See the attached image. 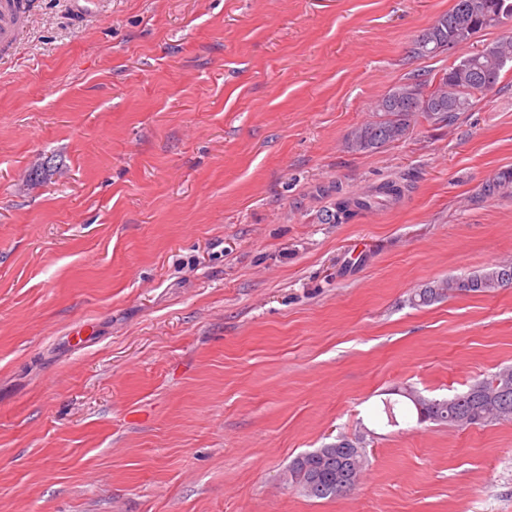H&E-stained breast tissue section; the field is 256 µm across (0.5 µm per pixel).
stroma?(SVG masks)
Here are the masks:
<instances>
[{"mask_svg": "<svg viewBox=\"0 0 512 512\" xmlns=\"http://www.w3.org/2000/svg\"><path fill=\"white\" fill-rule=\"evenodd\" d=\"M33 3L0 53V512H512V421L376 418L512 365V288L409 302L512 264V66L347 145L512 20L421 57L455 0ZM359 433L355 490L286 484ZM503 59L508 61L499 63ZM507 62L512 63V38L487 45L483 55L477 50L459 62L454 61L440 78L441 82L454 87L449 109L448 95L437 97L427 93V80L392 88L377 105V112H383L385 118L359 128L350 140V148L369 152L400 140L409 129L408 117L413 113H419L435 124L451 123L458 112L469 111L477 100L493 89ZM458 65L465 68L457 69ZM413 91L417 93L411 95ZM429 110L436 117L430 118Z\"/></svg>", "mask_w": 512, "mask_h": 512, "instance_id": "obj_1", "label": "stroma"}]
</instances>
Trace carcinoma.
<instances>
[{"instance_id": "obj_1", "label": "carcinoma", "mask_w": 512, "mask_h": 512, "mask_svg": "<svg viewBox=\"0 0 512 512\" xmlns=\"http://www.w3.org/2000/svg\"><path fill=\"white\" fill-rule=\"evenodd\" d=\"M512 8V0H456L454 7L420 35L414 43V52L420 56H434L467 40L465 35H454L460 24H469L480 33L498 26L494 15ZM512 63V38L487 45L483 52H474L456 61L446 70L440 81L454 87L453 97H437L427 93V81L404 83L392 88L377 105L383 113L380 120L368 122L359 128L350 140V148L369 152L398 141L409 129L408 117L419 113L431 122L449 124L457 113L467 112L498 83L506 62ZM501 288H512V264L499 265L489 271L464 277H448L419 289L411 298L417 306L427 305L451 293H493ZM504 366L488 378L477 380L462 393L448 399H428L424 410H418L410 398L405 404L383 401L381 416L387 425L399 424L404 416L416 417L417 423L432 422L456 427L486 426L495 421H512V381L508 386L495 384ZM368 466L365 448L342 437L314 451L297 456L288 471L296 477L295 486L306 496L328 498L346 493L356 487L358 473Z\"/></svg>"}]
</instances>
